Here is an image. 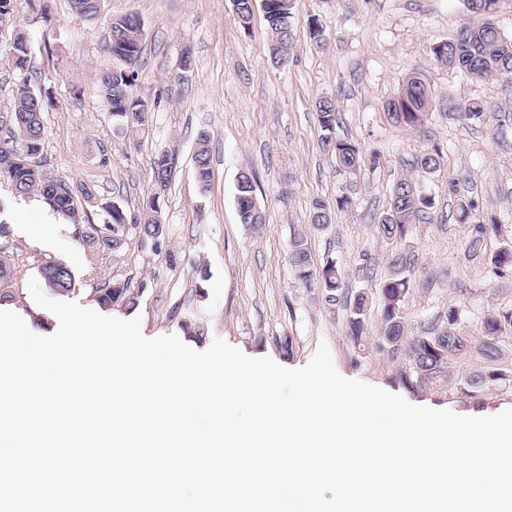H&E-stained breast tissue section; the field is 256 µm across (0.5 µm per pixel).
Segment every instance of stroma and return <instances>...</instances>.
Segmentation results:
<instances>
[{
  "label": "stroma",
  "instance_id": "35a3bbf8",
  "mask_svg": "<svg viewBox=\"0 0 512 512\" xmlns=\"http://www.w3.org/2000/svg\"><path fill=\"white\" fill-rule=\"evenodd\" d=\"M137 13L146 33L135 92L149 107L145 128L117 122L103 107L97 74L111 70L110 25ZM318 18L323 41L309 35ZM465 0H295L293 50L287 64L268 59L269 34L262 10L242 24L233 0H102L95 20L75 14L69 0H15L0 24V110L9 107L17 72L7 62L17 34H24L27 66L36 91L50 94L43 113L45 170L90 190L93 204L81 223H64L41 207L36 221L52 236L34 240L21 219L27 200L0 181V247L14 258L0 282V308L18 313L34 333L51 335L55 315L38 306L29 278L48 261L75 274L70 300L97 308L96 284L129 281L141 287L135 309L108 315L141 317L145 337L177 335L203 348L221 338L250 357H270L287 368L305 366L327 343L337 371L401 395L409 403L459 415L498 414L512 408V335L503 334L500 355L477 352L450 361L442 378L404 383L406 354L380 349L378 307H371L360 345L346 334L350 311L328 310L320 293L304 288L288 260L294 233L307 231L315 266L335 262L350 293L377 297L394 253L408 254L413 288L400 306L407 335L415 336L449 308H459L464 335H476L491 315L512 308V274H498L489 254L512 243V82L473 79L438 61L433 47L475 22ZM190 48L195 67L181 80L180 53ZM412 76L428 86L433 109L424 122L403 127L386 103ZM332 99L336 133L359 150L356 170L341 171L324 150L315 103ZM479 100L497 112L489 132L466 119L459 105ZM212 140L208 190L196 179L193 152L199 131ZM177 152L179 167L159 199L165 233L154 240L130 233L119 252H104L84 237L87 224L104 220L102 204H117L135 217L151 192L152 161ZM438 152L440 165L424 173L418 161ZM256 178L255 199L265 215L260 230L241 224L236 185L240 172ZM416 180L432 195L425 222L400 241L378 236L375 224L388 208L396 181ZM347 207L336 208L339 197ZM333 207L329 228L310 230L315 201ZM472 205L460 223L459 204ZM496 223L484 241V258L468 259L476 224ZM203 325L191 333L187 324ZM499 370L477 396L461 389L476 372Z\"/></svg>",
  "mask_w": 512,
  "mask_h": 512
}]
</instances>
